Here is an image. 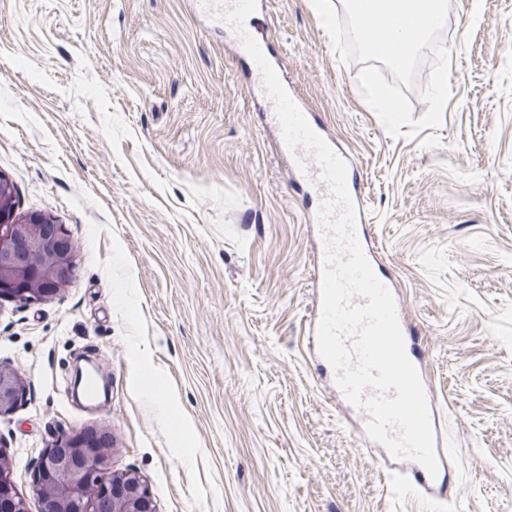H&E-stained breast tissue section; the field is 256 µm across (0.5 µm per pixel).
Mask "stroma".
<instances>
[{"label": "stroma", "mask_w": 512, "mask_h": 512, "mask_svg": "<svg viewBox=\"0 0 512 512\" xmlns=\"http://www.w3.org/2000/svg\"><path fill=\"white\" fill-rule=\"evenodd\" d=\"M472 2L450 0V96L414 137L388 134L311 0H263L253 24L357 161L458 450L444 512H512V0L479 23ZM245 68L193 0H0V176L77 265L52 298L0 300V364L25 384L0 453L27 512L43 450L104 428L158 512H423L309 358L308 209Z\"/></svg>", "instance_id": "35a3bbf8"}]
</instances>
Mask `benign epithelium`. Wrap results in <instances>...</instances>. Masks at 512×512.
<instances>
[{
    "instance_id": "obj_1",
    "label": "benign epithelium",
    "mask_w": 512,
    "mask_h": 512,
    "mask_svg": "<svg viewBox=\"0 0 512 512\" xmlns=\"http://www.w3.org/2000/svg\"><path fill=\"white\" fill-rule=\"evenodd\" d=\"M11 185L0 179V298L21 303L40 301L57 294L71 280L74 267L71 245L54 224L34 215L25 224L7 218L2 208ZM24 393L19 372L0 365V414L12 411ZM110 439L106 430H81L47 448L33 475V490L50 512H76L89 499L90 476L84 460L112 465V454L99 440ZM0 512H27L24 500L14 493L10 466L0 453ZM86 512H158L145 480L123 471L112 480V492Z\"/></svg>"
}]
</instances>
